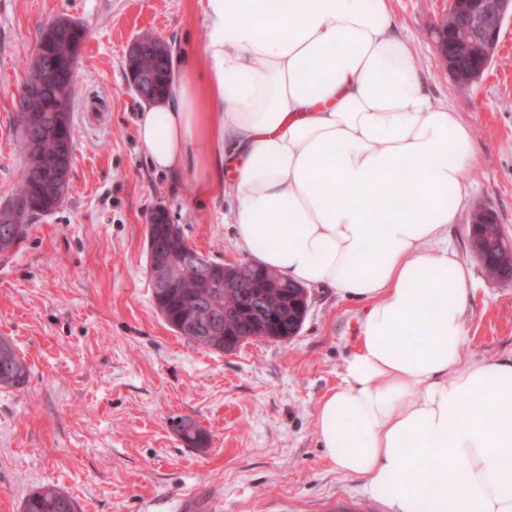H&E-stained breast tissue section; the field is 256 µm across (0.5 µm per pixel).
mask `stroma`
I'll use <instances>...</instances> for the list:
<instances>
[{
	"mask_svg": "<svg viewBox=\"0 0 512 512\" xmlns=\"http://www.w3.org/2000/svg\"><path fill=\"white\" fill-rule=\"evenodd\" d=\"M435 97L473 128L468 196L448 241L478 291L467 311L472 351L512 354V283L489 277L468 247L472 214L493 210L512 238V20L483 76L459 87L432 25L448 0H391ZM204 0H0V208L26 163L16 105L43 23L68 17L87 39L70 114L75 150L58 208L32 220L0 254V338L30 367L0 387V512L52 483L81 512H382L359 483L328 464L314 416L354 351L364 302L309 288L299 333L256 338L225 353L177 335L155 307L147 222L164 208L210 260L248 261L230 222L233 199L192 162L155 171L136 128L146 104L128 87L130 44L144 35L201 51ZM208 436L187 447L172 420Z\"/></svg>",
	"mask_w": 512,
	"mask_h": 512,
	"instance_id": "stroma-1",
	"label": "stroma"
}]
</instances>
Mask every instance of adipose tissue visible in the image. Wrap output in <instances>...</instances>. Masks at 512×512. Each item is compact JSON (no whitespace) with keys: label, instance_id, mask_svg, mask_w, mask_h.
Listing matches in <instances>:
<instances>
[{"label":"adipose tissue","instance_id":"1","mask_svg":"<svg viewBox=\"0 0 512 512\" xmlns=\"http://www.w3.org/2000/svg\"><path fill=\"white\" fill-rule=\"evenodd\" d=\"M205 28L138 139L155 169L228 181L256 265L367 302L316 408L326 459L383 512H512V355L467 353L473 275L448 247L471 125L390 0H206Z\"/></svg>","mask_w":512,"mask_h":512}]
</instances>
